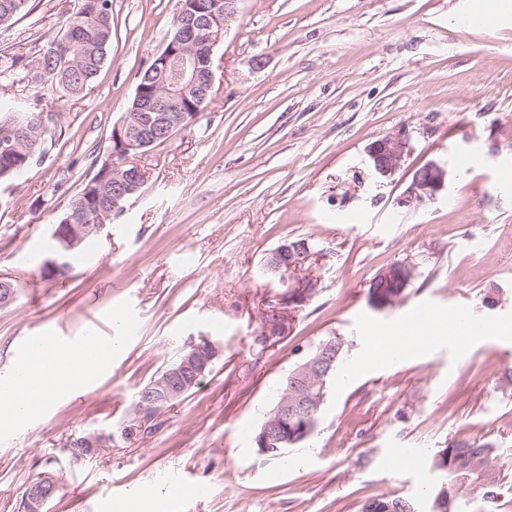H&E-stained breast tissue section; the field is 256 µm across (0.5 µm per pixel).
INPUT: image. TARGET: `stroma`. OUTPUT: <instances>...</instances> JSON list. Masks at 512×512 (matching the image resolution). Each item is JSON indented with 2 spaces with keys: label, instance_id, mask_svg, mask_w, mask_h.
<instances>
[{
  "label": "stroma",
  "instance_id": "stroma-1",
  "mask_svg": "<svg viewBox=\"0 0 512 512\" xmlns=\"http://www.w3.org/2000/svg\"><path fill=\"white\" fill-rule=\"evenodd\" d=\"M473 0H240L214 49L210 103L194 124L137 154L147 183L118 224L85 245L66 280H47L37 242L51 236L105 158L138 73L161 52L175 0H113L107 62L77 97L46 91L57 125L47 154L0 182V379L27 356V336L66 343L133 330L94 390L33 408L0 428V512H23L26 488L58 484L46 512H102L105 501L152 492L160 512H361L403 498L433 512H512V336L454 347L427 339L418 354L369 366L373 336L414 310L447 318L467 304L486 322H512V11L483 28L462 23ZM0 35L25 51L59 32L80 0H31ZM409 151L377 184L366 150L386 136ZM481 164L466 165L471 154ZM448 164V189L417 209L398 198L413 172ZM315 250L319 292L290 315L288 334L258 350L260 315L287 290L265 272L285 240ZM417 275L402 302L368 303L371 279L395 263ZM221 358L193 393L130 441L72 458L76 435L126 420L136 392L191 342ZM343 343L318 425L287 460L254 437L281 379L323 338ZM360 363L355 374L348 366ZM487 444L498 497L480 484L446 488L433 461L448 443ZM209 496L195 505L186 484Z\"/></svg>",
  "mask_w": 512,
  "mask_h": 512
}]
</instances>
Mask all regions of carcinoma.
<instances>
[{"label": "carcinoma", "instance_id": "1", "mask_svg": "<svg viewBox=\"0 0 512 512\" xmlns=\"http://www.w3.org/2000/svg\"><path fill=\"white\" fill-rule=\"evenodd\" d=\"M24 8L17 7V0H0V28L8 27ZM112 32V0H80L78 10L65 20L63 35L52 39L42 46L44 56L32 60L27 55L0 51V84H16L28 90L20 99L0 100V131L19 124L36 126L41 114L47 111L43 101L45 91L55 89L75 97L82 94L92 83L106 61V52L102 49V40ZM163 81L159 74L146 68L137 75V87L148 94H165L161 89ZM103 167H98L81 191L69 202L65 215L73 223H87L99 216H112L108 195L112 193V181L98 184L103 177ZM82 244L74 247L53 238V252L67 256L64 271H55L45 266L41 273L48 279L67 277L72 264L77 259ZM172 369L167 366L156 374L135 396L131 419L121 423L116 429L118 436L128 441L137 432L140 420H148L152 413L168 409L175 401L166 399L165 387L161 381ZM434 466L444 473L450 481L469 485L486 478V494L491 495L495 484L489 459V448L474 441L461 439L448 444L440 451V459ZM382 508L386 512H414L412 504L404 499H373L367 502L362 512H376Z\"/></svg>", "mask_w": 512, "mask_h": 512}]
</instances>
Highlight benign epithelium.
Returning a JSON list of instances; mask_svg holds the SVG:
<instances>
[{
	"label": "benign epithelium",
	"mask_w": 512,
	"mask_h": 512,
	"mask_svg": "<svg viewBox=\"0 0 512 512\" xmlns=\"http://www.w3.org/2000/svg\"><path fill=\"white\" fill-rule=\"evenodd\" d=\"M238 0H215L207 17L195 19V16L178 10L177 23L181 27L174 39L166 42L163 50L154 57V68L160 72L168 70L170 63L181 64L179 77L173 86L178 92L166 95L164 104L155 103L152 98L142 97L136 92V99L143 103V111L128 112L112 126V146H110L105 164L113 168L112 172V214L122 216L125 203L137 196L146 184L144 171L130 161V157L161 142L170 139L174 132L190 126L196 119L193 112L180 111L182 100L195 99L197 106H204L211 100L215 82L213 69V49L221 40L224 30L235 17ZM30 136L29 130L10 128L0 132V157L9 159L19 152L23 141ZM408 150L407 140L402 136H387L371 143L367 149L371 173L388 179L401 167ZM448 185V166L430 161L418 168L399 198L402 207L419 208L434 201ZM304 251L293 250L288 246L268 255L265 271L283 275L299 265ZM405 280L396 278L393 268L386 267L375 276L374 285L379 291L373 295V303L379 309L388 308L404 296V289L414 267L407 266ZM314 295L311 286L302 281L286 292L279 302L299 308ZM336 347L326 343L320 355L305 366L297 368L291 378L289 395L279 401L271 416L263 423L258 437L259 450L267 454L278 449V445L288 443L292 437L300 441L306 439L314 428L315 415L320 403L317 399L321 381L336 364ZM207 361L196 354L182 359L169 378L170 396L182 395L187 386L179 379L188 372L199 374L205 371ZM58 491L57 484L48 479L29 487L24 495L25 512H44L46 505Z\"/></svg>",
	"instance_id": "benign-epithelium-1"
}]
</instances>
